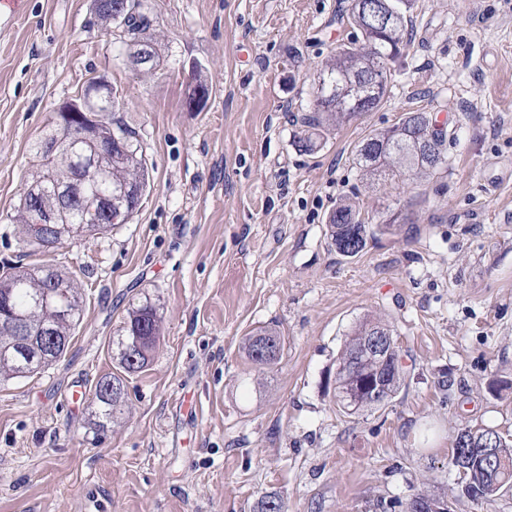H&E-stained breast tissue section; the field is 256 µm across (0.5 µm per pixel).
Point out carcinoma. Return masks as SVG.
<instances>
[{
  "instance_id": "cac0c4a2",
  "label": "carcinoma",
  "mask_w": 512,
  "mask_h": 512,
  "mask_svg": "<svg viewBox=\"0 0 512 512\" xmlns=\"http://www.w3.org/2000/svg\"><path fill=\"white\" fill-rule=\"evenodd\" d=\"M367 0H351L348 20L356 31L354 39L341 47L326 62L319 75L313 111L304 118L311 129V135L300 141L306 151L316 148L317 137L322 130L334 127L345 118L351 117L348 109L361 105L366 111L380 106L388 91L391 80V65L400 60L410 47V32L416 0H391L397 11L394 27L383 33L375 30L372 15L359 12V3ZM135 0H97V15L104 23H112L130 37L149 27L148 18L134 10ZM116 111V100L103 96L98 100L95 111L85 121L98 130L102 139L111 138L112 120L107 115ZM116 136L121 146L112 147V160L103 163L101 173L85 176L71 162L70 153L91 152L98 148V140L64 139L59 129H54L36 142L33 147L38 158L31 174L32 183L41 194L22 200L15 223L20 225L18 236L19 255L14 263L0 267V293L10 297L11 304L23 316L32 334H20L13 320L0 313V378H24L38 373L49 364L33 359V353L43 349V332L55 338L59 358L70 340V332L80 321L82 301L76 280L57 269L46 266H27L23 260L33 252L53 247L64 239L73 238L84 232L103 233L112 230V215L99 206L102 197L113 196V191L123 187L144 189L148 184L149 172L143 158L141 145L135 132L118 125ZM59 142L56 157L46 154V142ZM447 137L436 128L431 117L421 120L417 113L407 112L387 130L378 132L363 140L356 150V164L362 179L369 186L401 176L427 178L447 162ZM82 181L83 195L60 207L55 194L58 185ZM55 212L58 222L45 224L38 235L32 234V226L40 214ZM331 240L336 251L345 257H355L366 247L367 239L375 232L393 229L396 219L372 229L365 224L361 208L355 204H341L329 216ZM62 282L68 294V313H61L56 306L43 300L50 282L46 272ZM123 335L118 341L120 366L126 372L144 368L161 332V318L156 309L146 303L128 313L122 327ZM372 330H382L393 336L389 326L380 322L365 320L352 331L339 357L345 363L361 347L365 336ZM272 342L269 354L261 353L259 345ZM390 362L379 358L365 359L360 365L358 378L372 377L383 383L381 396H374L368 388L359 394L356 403L351 404L343 397V391L351 387L356 379L337 375L335 379L336 405L352 415L359 411L384 405L400 388L403 366L400 363L399 347L391 341ZM244 350L248 358L259 365H273L281 356L282 344L277 334L263 331L246 338ZM124 398L123 380L112 374L98 379L92 394L96 407L94 425L105 429L117 422ZM468 435L459 432L454 449L465 459L461 478V496L471 502L488 500L502 490L512 487V442L503 441L497 445L494 436L487 439L488 446H496L495 459L466 454Z\"/></svg>"
}]
</instances>
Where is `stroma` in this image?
Masks as SVG:
<instances>
[{
    "label": "stroma",
    "instance_id": "obj_1",
    "mask_svg": "<svg viewBox=\"0 0 512 512\" xmlns=\"http://www.w3.org/2000/svg\"><path fill=\"white\" fill-rule=\"evenodd\" d=\"M160 54L135 69L94 0H18L0 24V263L30 144L99 79L143 148L150 182L129 223L38 251L84 286L65 353L0 383V512H405L419 493L454 512H512V491L458 501V432L512 434V0H416L415 38L382 104L299 145L313 82L354 36L351 0H139ZM203 78L202 111L184 108ZM448 134V163L418 183L365 188L355 150L404 113ZM358 198L368 224L406 215L356 257L329 216ZM162 334L122 373L129 310ZM365 320L390 326L405 379L345 415L336 360ZM270 329L282 357L242 350ZM121 374V424L91 423L88 394ZM263 333L258 335L249 336L246 338L244 343V350L248 356V358L256 364L259 365H273L275 364L281 356L282 344L280 336H277L274 332L271 331H261ZM271 341L273 343L271 351L268 355H263L260 351L259 345L263 342ZM269 342L268 348L271 345Z\"/></svg>",
    "mask_w": 512,
    "mask_h": 512
}]
</instances>
